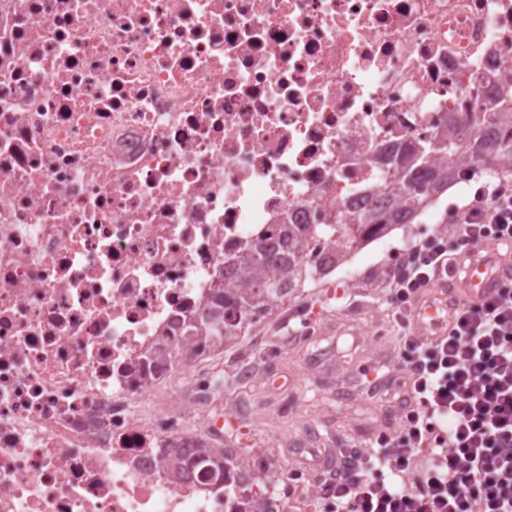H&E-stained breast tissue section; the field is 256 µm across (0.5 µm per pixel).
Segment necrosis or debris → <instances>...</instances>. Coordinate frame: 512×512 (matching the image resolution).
<instances>
[{
    "label": "necrosis or debris",
    "instance_id": "necrosis-or-debris-1",
    "mask_svg": "<svg viewBox=\"0 0 512 512\" xmlns=\"http://www.w3.org/2000/svg\"><path fill=\"white\" fill-rule=\"evenodd\" d=\"M510 91L512 0H0V512H319L313 469L268 479L285 439L170 469L220 438L183 325Z\"/></svg>",
    "mask_w": 512,
    "mask_h": 512
}]
</instances>
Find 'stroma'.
<instances>
[{
	"mask_svg": "<svg viewBox=\"0 0 512 512\" xmlns=\"http://www.w3.org/2000/svg\"><path fill=\"white\" fill-rule=\"evenodd\" d=\"M433 224H408L395 228L382 241L350 255L323 280L307 281L288 301L249 326L237 345L220 358L225 392L210 402L211 412H224L237 402V464L247 468L248 452L277 443L287 434L310 432L315 447L363 445L372 424L386 428L396 421L397 401L379 399L378 377L398 376V352L404 345L393 311L384 302L376 280L365 277L366 268L386 271L405 245L436 233ZM345 290L333 300L321 323L331 342L314 343L295 336L291 327L301 309L323 296L328 285ZM266 363L269 374L294 381L297 391L281 396L246 384L243 393L230 391L240 368Z\"/></svg>",
	"mask_w": 512,
	"mask_h": 512,
	"instance_id": "obj_1",
	"label": "stroma"
}]
</instances>
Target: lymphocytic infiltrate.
<instances>
[{
	"instance_id": "lymphocytic-infiltrate-1",
	"label": "lymphocytic infiltrate",
	"mask_w": 512,
	"mask_h": 512,
	"mask_svg": "<svg viewBox=\"0 0 512 512\" xmlns=\"http://www.w3.org/2000/svg\"><path fill=\"white\" fill-rule=\"evenodd\" d=\"M453 219L450 237L414 244L386 279L404 337L402 415L369 450L340 449L325 512H512V282L459 297L437 330L418 312L485 242L512 249V181L478 188Z\"/></svg>"
}]
</instances>
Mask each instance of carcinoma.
Returning a JSON list of instances; mask_svg holds the SVG:
<instances>
[{"mask_svg":"<svg viewBox=\"0 0 512 512\" xmlns=\"http://www.w3.org/2000/svg\"><path fill=\"white\" fill-rule=\"evenodd\" d=\"M468 146L487 157H512V139H502L498 131L478 128L468 137ZM459 144L453 139L422 145L401 170H394L384 183L385 190L369 203V209L361 217L352 218L336 225V235L342 239L336 255L319 265L310 261L306 253L305 237L289 227L269 245L265 241L255 242L242 250L237 262L242 274L232 288H218L211 295L209 304L200 316L190 322L191 329L200 335L211 337L215 347L237 340L257 317L268 313V299L274 292L291 296L308 280L325 274L333 264H341L352 249L360 245L353 223L370 222L388 230L396 224H408L424 203V191L434 198L442 194L448 185L455 182L456 170L448 167L443 173L432 162V154L439 152L453 156ZM239 309L249 316L246 323H238L231 311ZM192 464L199 467L210 478L225 482L235 472L231 457L224 449L204 448Z\"/></svg>","mask_w":512,"mask_h":512,"instance_id":"cac0c4a2","label":"carcinoma"}]
</instances>
